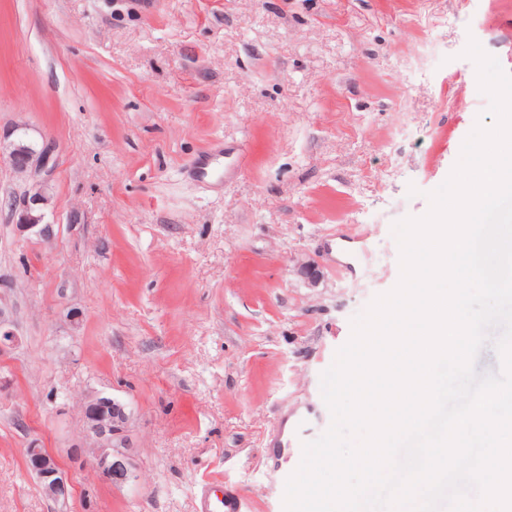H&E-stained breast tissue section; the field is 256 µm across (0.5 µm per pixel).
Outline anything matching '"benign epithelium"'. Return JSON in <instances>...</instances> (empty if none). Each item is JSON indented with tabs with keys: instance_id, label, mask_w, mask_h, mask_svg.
I'll return each mask as SVG.
<instances>
[{
	"instance_id": "obj_1",
	"label": "benign epithelium",
	"mask_w": 512,
	"mask_h": 512,
	"mask_svg": "<svg viewBox=\"0 0 512 512\" xmlns=\"http://www.w3.org/2000/svg\"><path fill=\"white\" fill-rule=\"evenodd\" d=\"M0 153L8 158L16 173L35 177L48 170L53 150L47 143L36 148L16 141L6 143L0 140ZM47 203L43 185L37 184L28 191L15 206L19 229L40 237H51L52 225L44 222L43 209ZM17 344L18 336L11 328L9 301L0 294V355ZM82 414L86 423L84 448L91 454L94 470L114 486L130 481L133 478V449L125 437L130 420L126 405L109 395L91 392L84 398ZM26 456L30 470L36 475L47 497L62 506L66 505L73 495L74 484L59 459L42 447L36 438L26 448Z\"/></svg>"
}]
</instances>
